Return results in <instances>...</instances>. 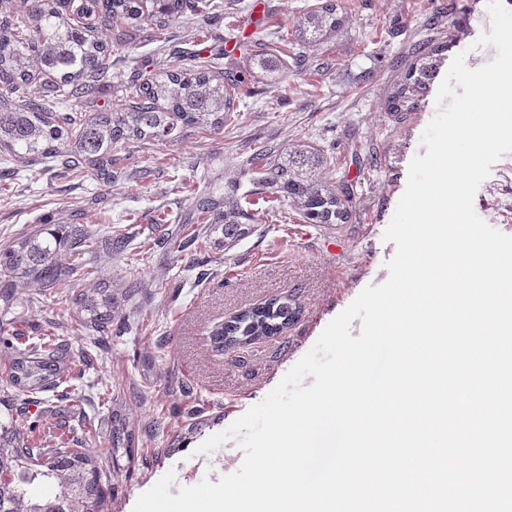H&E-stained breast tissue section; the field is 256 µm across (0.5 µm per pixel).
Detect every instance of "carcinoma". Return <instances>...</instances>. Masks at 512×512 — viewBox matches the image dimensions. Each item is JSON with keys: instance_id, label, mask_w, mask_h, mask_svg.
Segmentation results:
<instances>
[{"instance_id": "cac0c4a2", "label": "carcinoma", "mask_w": 512, "mask_h": 512, "mask_svg": "<svg viewBox=\"0 0 512 512\" xmlns=\"http://www.w3.org/2000/svg\"><path fill=\"white\" fill-rule=\"evenodd\" d=\"M27 8L17 14L12 0H0V149L9 157L60 163L63 172L77 176L92 173L103 183L112 182V151L130 141L174 139L191 130L219 131L224 119L237 111L239 80L215 74L214 66H192L162 74H138L132 81L134 100L104 112L86 115L66 111V104L90 93L100 82L112 79L106 59L112 43L95 35L96 29L112 30L117 20L126 29L141 31L156 42H166L169 27L191 16L207 24L224 18L221 0H24ZM338 0H324L300 15L291 37L303 45H317L336 34L341 23ZM442 16L428 20L436 38L421 43L388 96L386 111L397 117L421 109L447 59L448 41L441 38ZM281 57L253 50L246 71L272 83L284 80ZM51 76L41 95L29 94L35 77ZM248 164L259 165L252 188L212 186L196 197L180 214L178 232L188 237L182 249L200 234L205 224L221 232L228 247L254 230L255 214L242 200L264 189L280 195L288 209L307 224H346L352 216L353 189L340 188L322 177L330 155L313 144L298 140L271 152L253 149ZM127 260L133 256L123 233L104 238L76 223L46 224L12 240L0 249V301L3 311L12 309L20 288L40 286L51 295L60 317L70 311L68 294L61 283L95 274L90 265L100 248ZM137 285L114 288L99 280L78 298L75 322L104 333L115 313ZM300 312L297 296L286 294L247 309L211 331L214 347L249 346L282 336ZM68 350L49 338L16 355L6 383L16 391L38 398L49 385L68 377ZM0 512H103L109 485L103 482L98 458L87 448H39L21 414L10 402L0 400ZM112 451L130 448L135 431L122 412L112 413ZM42 482L50 492L28 493V486Z\"/></svg>"}]
</instances>
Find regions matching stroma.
Segmentation results:
<instances>
[{"label": "stroma", "mask_w": 512, "mask_h": 512, "mask_svg": "<svg viewBox=\"0 0 512 512\" xmlns=\"http://www.w3.org/2000/svg\"><path fill=\"white\" fill-rule=\"evenodd\" d=\"M321 0H224V20L207 28L187 20L173 24L166 43L140 39L113 48L111 82L76 102L77 111L100 112L123 103L133 73L169 71L217 61L224 73L244 69L242 44L275 51L278 33ZM344 22L335 36L291 53H304V69H288L282 84L252 78L238 90L240 115L219 132L190 130L172 141L132 142L118 151V173L103 185L92 176L73 178L49 162L18 164L0 173V247L42 224H61L75 210L99 232L104 225L129 228L143 250L135 265L98 254L99 276L116 286L142 282L116 316L124 331L102 337L93 330H57L71 353L91 346L93 359L74 380L41 393L20 395L4 382L14 350L52 330L55 309L43 297L29 303L20 294L14 313H0V334L13 336V349L0 346V398L22 408L42 445H55L65 432L76 447L92 449L115 491L105 512H132L137 498L166 473L170 494L202 480L218 482L238 469L243 453L230 439L209 454L200 445L227 429L262 401L316 342L326 325L367 285L385 282V263L395 253L383 233L404 193L408 169L420 153L423 131L436 113L434 97L420 111L399 119L384 110L409 50L432 38L426 22L446 8L456 37L449 56L464 54L469 68L492 61L495 47H477L490 32L487 0H341ZM305 140L331 153L325 177L352 183L356 193L349 223L307 224L265 192L254 233L224 248L208 233L206 263L194 249L172 256L158 238V213L176 217L195 193L215 183L248 184L246 166L253 143L279 150ZM473 207L490 226L512 235V153L495 162L479 186ZM296 293L302 314L287 336L271 337L241 351H219L210 332L216 325L265 300ZM200 403L203 418L185 415ZM127 414L135 429L130 451H113V410Z\"/></svg>", "instance_id": "1"}]
</instances>
